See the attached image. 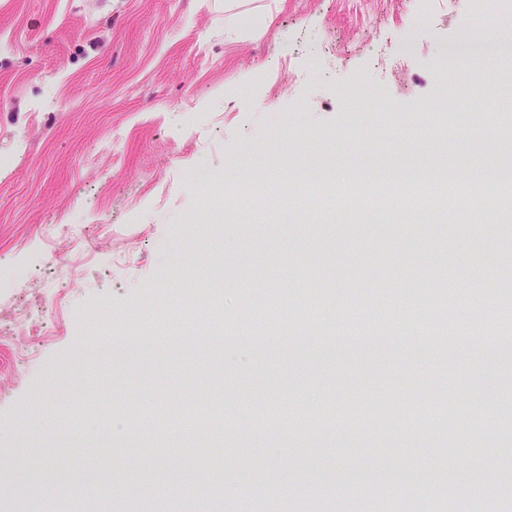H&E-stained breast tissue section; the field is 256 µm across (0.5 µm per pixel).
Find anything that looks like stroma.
<instances>
[{
  "mask_svg": "<svg viewBox=\"0 0 512 512\" xmlns=\"http://www.w3.org/2000/svg\"><path fill=\"white\" fill-rule=\"evenodd\" d=\"M240 2L248 16L230 26L224 0H0V264L19 271L0 288V324L58 321L48 340L0 347V512H71L53 481L97 462L125 471L115 495L128 512H165L167 475L189 468L197 512H242L234 472L248 465L274 471L292 510L430 500L432 485L406 484L365 501L336 472L376 483L448 466L449 497L512 512L497 472L484 473L494 497L470 490L472 437L416 425L444 395L460 419L484 415V454H512V338L471 330L480 307L466 294L482 274L490 309L512 319V198L485 210L477 235L444 197L351 223L350 202L306 181L512 160V111L483 118L512 93L467 98L466 120L437 109L449 48L512 41V24L477 17L472 0ZM360 78L375 96L358 94ZM75 225L77 252L56 253ZM324 275L334 289L312 295ZM387 283L393 327L374 340L358 332L361 296ZM416 287L455 299L421 355L401 302ZM259 293L304 322L269 334ZM212 302L232 325L216 358L198 348ZM133 406L188 410L196 425L136 431ZM216 406L219 441L205 424ZM304 461L321 471L301 493Z\"/></svg>",
  "mask_w": 512,
  "mask_h": 512,
  "instance_id": "35a3bbf8",
  "label": "stroma"
}]
</instances>
